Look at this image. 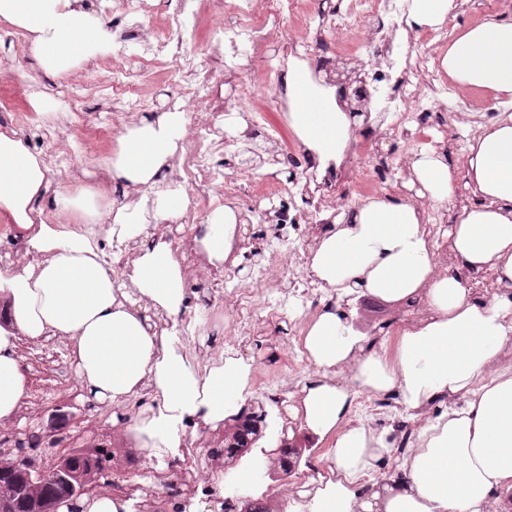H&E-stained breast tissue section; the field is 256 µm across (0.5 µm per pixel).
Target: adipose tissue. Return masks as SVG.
Segmentation results:
<instances>
[{"label": "adipose tissue", "mask_w": 512, "mask_h": 512, "mask_svg": "<svg viewBox=\"0 0 512 512\" xmlns=\"http://www.w3.org/2000/svg\"><path fill=\"white\" fill-rule=\"evenodd\" d=\"M0 24L23 30L31 55L60 75L108 51L112 34L85 0H0ZM448 80L485 98L512 101V22L486 15L458 29L440 62ZM293 127L325 158H341L351 138L345 113L296 79ZM188 123L163 112L128 129L106 158L104 185L69 186L50 178L45 156L26 133L0 127V223L33 261L23 269L0 265V425H11L28 399L20 339L58 337L71 344L75 374L88 402L121 403L152 390L128 428L148 457L180 456L181 428L210 426L236 416L246 403L250 367L226 358L197 374L185 361L173 327L187 303L183 267L149 223L176 221L188 205L182 188L156 190L155 178L177 153ZM418 183L438 203L456 189V169L436 152L412 163ZM474 204L463 207L446 236L461 266L492 271L504 295L471 297L455 275L435 277L432 242L415 207L373 199L353 223L336 222L319 240L312 274L335 288L338 307L313 320L302 347L320 377L304 386L300 426L332 439L328 477L311 490L312 512H488L512 494V371L486 376L485 367L512 348V113L479 126L465 157ZM140 196L108 207L110 226L99 238L90 212L113 184ZM53 208H46L45 200ZM235 230L230 209L216 210L199 246L221 267ZM133 245L136 258L118 281L101 241ZM421 298L427 315L398 336L393 349L366 351L341 305L354 295ZM350 371L344 384L337 376ZM396 394L409 416L446 397L448 409L426 420L412 455L394 471L379 462L392 444L348 416L359 394ZM271 434L253 449L244 469L217 478L216 495L261 491Z\"/></svg>", "instance_id": "adipose-tissue-1"}]
</instances>
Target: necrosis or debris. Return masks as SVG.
<instances>
[{"label":"necrosis or debris","instance_id":"1","mask_svg":"<svg viewBox=\"0 0 512 512\" xmlns=\"http://www.w3.org/2000/svg\"><path fill=\"white\" fill-rule=\"evenodd\" d=\"M409 6L410 0H335L317 10L310 0H174L177 29L172 32L146 26L143 0H113L108 134L117 137L139 113L152 111V97L136 93L135 80L148 65H163L167 111L191 117L173 171L189 204L181 218L184 230L171 247L189 258L197 280L207 281L204 307L225 305V341L243 343L259 322L282 316L290 306L304 310L292 325L294 335H304L321 294L320 282L308 272L317 225L352 218L367 199L404 189L414 178L409 158L442 149L444 141L462 140L444 116L460 91L441 75L437 56L448 45L451 26L413 31ZM205 14L224 23L213 30L208 53L201 57L185 43ZM401 43L408 46L402 55L395 51ZM302 70L340 111L359 118L365 149L325 162L296 138L278 162L297 171L298 180L254 179L236 150L259 137L280 143L294 100L286 77ZM262 72L276 75L277 83L260 81ZM228 76L234 86L225 98L221 85ZM273 113L279 122L270 121ZM391 141L401 143L400 158L384 154ZM273 197L277 207L256 212L255 202ZM234 202L243 205L237 221L256 217L271 232L250 245L266 253L267 263L229 284L193 262L191 249L210 214Z\"/></svg>","mask_w":512,"mask_h":512}]
</instances>
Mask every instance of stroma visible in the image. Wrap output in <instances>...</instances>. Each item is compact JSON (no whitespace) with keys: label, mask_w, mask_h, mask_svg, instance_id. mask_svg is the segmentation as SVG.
I'll list each match as a JSON object with an SVG mask.
<instances>
[{"label":"stroma","mask_w":512,"mask_h":512,"mask_svg":"<svg viewBox=\"0 0 512 512\" xmlns=\"http://www.w3.org/2000/svg\"><path fill=\"white\" fill-rule=\"evenodd\" d=\"M111 80V72L97 62L62 78L44 73L29 53L23 32L0 36V125H14L16 114L31 111L30 83L49 88L68 83L72 105H59L54 118L36 115L27 121L25 128L31 135L33 150L38 152L44 149L43 129L70 135L75 154L85 159L84 182H97L104 176L102 162L112 149L111 142L102 133L103 127L109 124L108 115L100 110L109 97L107 86ZM345 311L354 320L356 331L366 337V347L370 350L379 349L385 340L397 336L399 330L414 320L413 310L406 300L364 296L350 300ZM185 315L194 322L198 347L232 355L252 365L249 405L253 411H265L270 428L287 429L291 444L304 450L292 473L268 475L267 490L260 496L262 505L267 512H284L289 500L299 506L309 505L310 500L303 497L302 491L312 479L325 473L331 443L316 441L301 429L297 419L284 415L286 409L297 405L303 387L314 378L313 372L299 369L294 361L301 339L290 334L288 323L298 318V311H287L284 319L259 325L252 339L240 345L225 343L223 337L213 333L215 326L224 322L222 308L215 306L207 310L192 301ZM18 352L24 359L29 383V398L22 416L26 426L40 435L39 440L26 441L29 457L38 460L49 457L55 448L71 447L73 435H80L81 445L109 452L116 476L115 493H124L126 485H135L132 512H180L179 499L154 492L153 476L158 471L157 466L146 463L133 438L112 426L113 419L124 420L135 415L138 399H130L120 406L105 403L89 407L81 398L82 390L68 349L57 338L37 342L21 339ZM270 361L275 362L281 377L294 380L293 391L284 392L277 400L270 399L268 390L259 383L260 369ZM181 438L182 460L194 487L191 502L197 504L198 512H222L221 498L206 495L205 489L220 474L219 469L211 465L210 452L223 447V429H197L188 424Z\"/></svg>","instance_id":"35a3bbf8"}]
</instances>
